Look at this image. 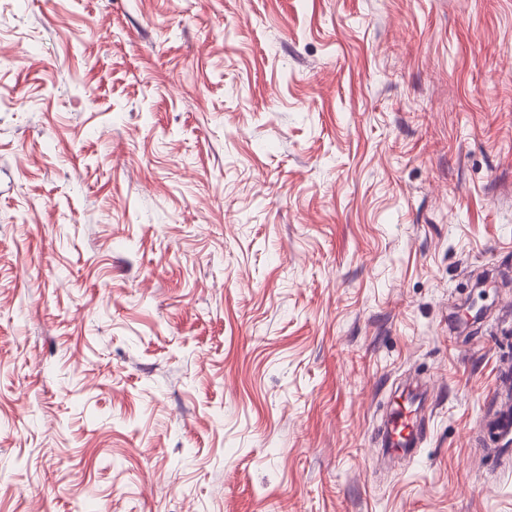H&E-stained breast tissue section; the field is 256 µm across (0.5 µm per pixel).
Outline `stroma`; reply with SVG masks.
I'll list each match as a JSON object with an SVG mask.
<instances>
[{
  "instance_id": "stroma-1",
  "label": "stroma",
  "mask_w": 512,
  "mask_h": 512,
  "mask_svg": "<svg viewBox=\"0 0 512 512\" xmlns=\"http://www.w3.org/2000/svg\"><path fill=\"white\" fill-rule=\"evenodd\" d=\"M509 371L512 0H0V512H512ZM407 403L408 407L404 404L398 405L392 416V426L390 429L388 443L386 445L392 451H395L394 445L396 442H400L405 447H409L415 442L417 436L420 434L416 415L417 409H413L414 405L410 402ZM489 437L498 439L504 445L512 443V408L508 406L500 409L498 413L484 424Z\"/></svg>"
}]
</instances>
